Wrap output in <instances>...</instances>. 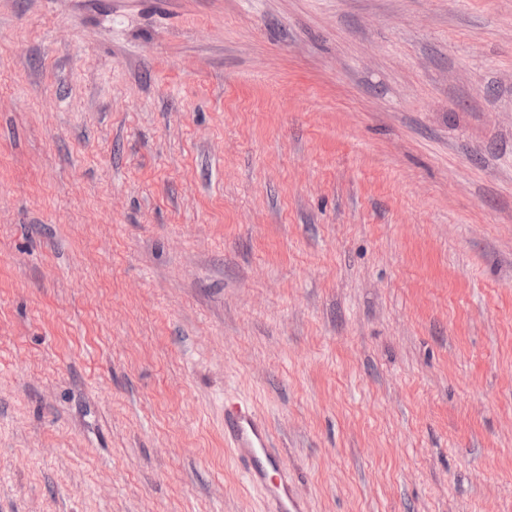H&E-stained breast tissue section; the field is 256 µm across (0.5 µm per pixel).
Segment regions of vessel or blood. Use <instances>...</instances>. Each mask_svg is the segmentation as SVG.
Listing matches in <instances>:
<instances>
[{"label": "vessel or blood", "mask_w": 512, "mask_h": 512, "mask_svg": "<svg viewBox=\"0 0 512 512\" xmlns=\"http://www.w3.org/2000/svg\"><path fill=\"white\" fill-rule=\"evenodd\" d=\"M224 438L234 451L247 483L264 496L268 512H305L283 456L272 443L267 422L250 406L237 404L224 411Z\"/></svg>", "instance_id": "vessel-or-blood-1"}]
</instances>
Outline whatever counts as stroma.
I'll return each mask as SVG.
<instances>
[{
    "label": "stroma",
    "mask_w": 512,
    "mask_h": 512,
    "mask_svg": "<svg viewBox=\"0 0 512 512\" xmlns=\"http://www.w3.org/2000/svg\"><path fill=\"white\" fill-rule=\"evenodd\" d=\"M512 512V0H0V512ZM224 438L235 453L247 483L264 496L267 512H305L267 422L247 404L224 409Z\"/></svg>",
    "instance_id": "35a3bbf8"
}]
</instances>
